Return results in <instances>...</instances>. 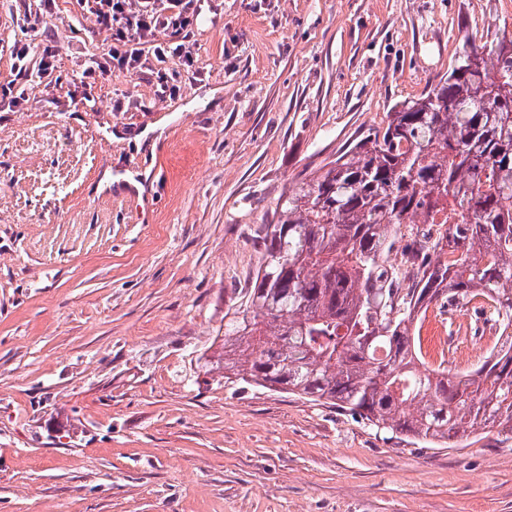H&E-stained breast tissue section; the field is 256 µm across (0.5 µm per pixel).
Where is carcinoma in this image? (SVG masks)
Instances as JSON below:
<instances>
[{"mask_svg":"<svg viewBox=\"0 0 512 512\" xmlns=\"http://www.w3.org/2000/svg\"><path fill=\"white\" fill-rule=\"evenodd\" d=\"M447 211L453 259L389 258L406 224ZM266 258L224 323L205 374L358 411L375 427L456 448L477 429L512 436V334L475 371L424 366L432 303L492 301L512 325V40L465 45L448 75L386 126L300 178L264 225Z\"/></svg>","mask_w":512,"mask_h":512,"instance_id":"obj_1","label":"carcinoma"}]
</instances>
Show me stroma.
I'll return each mask as SVG.
<instances>
[{
    "label": "stroma",
    "mask_w": 512,
    "mask_h": 512,
    "mask_svg": "<svg viewBox=\"0 0 512 512\" xmlns=\"http://www.w3.org/2000/svg\"><path fill=\"white\" fill-rule=\"evenodd\" d=\"M177 92L148 58L92 91L0 101V512H512V439L410 442L297 394L203 375L303 175L385 125L512 0H196ZM79 75L111 34L56 0ZM92 94L94 108L84 107ZM478 302L446 345L484 361Z\"/></svg>",
    "instance_id": "1"
}]
</instances>
